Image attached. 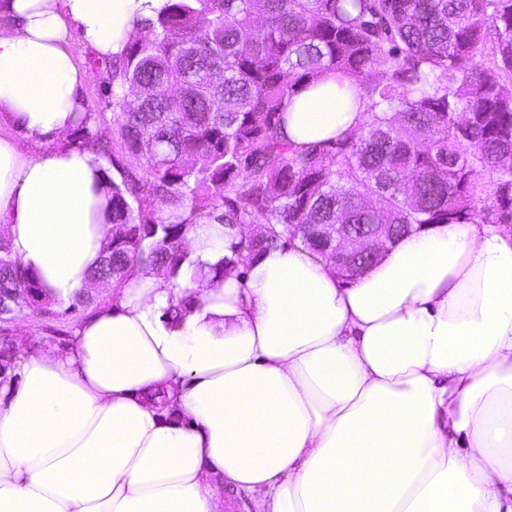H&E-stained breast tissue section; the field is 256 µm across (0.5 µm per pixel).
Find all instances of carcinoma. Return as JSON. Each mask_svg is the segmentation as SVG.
<instances>
[{
	"label": "carcinoma",
	"instance_id": "1",
	"mask_svg": "<svg viewBox=\"0 0 512 512\" xmlns=\"http://www.w3.org/2000/svg\"><path fill=\"white\" fill-rule=\"evenodd\" d=\"M350 81L358 131L309 147L282 133L286 100L328 72ZM512 0H166L112 57L116 177L111 239L92 278L121 286L135 266L178 276L201 219L261 224L236 256L300 241L340 215L392 224L512 225ZM85 116L72 132L99 141ZM145 158L141 175L118 156ZM151 196L159 209L141 205ZM22 281L32 299L7 289ZM48 307L0 238V329ZM20 344L0 338V385Z\"/></svg>",
	"mask_w": 512,
	"mask_h": 512
}]
</instances>
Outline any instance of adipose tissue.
I'll return each instance as SVG.
<instances>
[{
  "label": "adipose tissue",
  "mask_w": 512,
  "mask_h": 512,
  "mask_svg": "<svg viewBox=\"0 0 512 512\" xmlns=\"http://www.w3.org/2000/svg\"><path fill=\"white\" fill-rule=\"evenodd\" d=\"M165 0H0V228L53 304L112 236V167L71 143L87 74ZM342 77L291 98L297 145L363 121ZM201 220L177 279L132 269L0 401V512H512V235L427 224L352 283L300 243L225 267ZM223 277H216V270ZM170 401V408L159 405Z\"/></svg>",
  "instance_id": "ef3b65f1"
}]
</instances>
